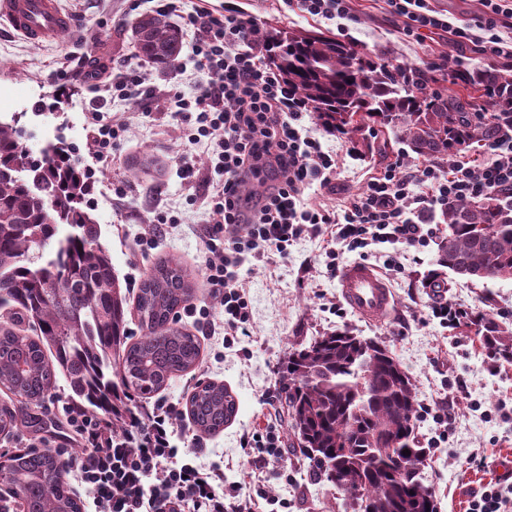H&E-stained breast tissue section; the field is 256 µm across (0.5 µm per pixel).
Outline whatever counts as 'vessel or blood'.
Segmentation results:
<instances>
[{
    "mask_svg": "<svg viewBox=\"0 0 512 512\" xmlns=\"http://www.w3.org/2000/svg\"><path fill=\"white\" fill-rule=\"evenodd\" d=\"M1 17L36 44L55 38L70 25L56 0H0ZM336 280L345 303L361 317L377 319L389 312L391 290L374 267L359 262L345 265Z\"/></svg>",
    "mask_w": 512,
    "mask_h": 512,
    "instance_id": "obj_1",
    "label": "vessel or blood"
}]
</instances>
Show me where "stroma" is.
<instances>
[{"label":"stroma","instance_id":"obj_1","mask_svg":"<svg viewBox=\"0 0 512 512\" xmlns=\"http://www.w3.org/2000/svg\"><path fill=\"white\" fill-rule=\"evenodd\" d=\"M58 3L69 16L70 27L63 35L39 45L0 19V118L19 116L26 131L23 143L31 155H39L45 143L59 134L78 148L83 164L96 177L94 215L121 286L137 290L146 271L170 258L192 282L190 305L180 308L177 323L199 337L200 361L195 369L172 379L158 398L182 404L199 383L221 382L235 396L238 410L223 432L216 435L197 432L189 417L178 418L174 423L179 432L177 446L203 449L207 463H230L224 481H237L235 467L248 459L240 445L243 430L261 431L271 423L280 437L288 435L278 367L289 349L347 329L384 341L411 377L417 406L422 410L419 439L429 446L424 483L435 494L437 512H466L471 493L496 481L501 474L500 462L512 458V413L505 416L492 409L500 400L512 409V368L491 370L471 337L454 334L432 316L427 307L432 292L424 288L423 281L433 268L435 246H428L418 256H405L402 270L393 273L383 268L388 245H371L360 254L341 250L330 235H306L289 246L287 257L275 255L251 262L245 282L253 338L225 348L222 336L211 335L189 315L190 307L201 306L207 299L204 244L199 231L211 217L201 198V182L210 173L209 155L205 148L189 145L185 139L188 119L162 107L147 117L137 116L135 106L113 101L107 70L92 87L83 76L62 80L56 74L60 63L81 52L82 36L90 31L100 36L92 55L105 67L114 60L137 63L127 23L149 11L150 6L147 0ZM203 4L212 10H229L253 18L259 25L276 21L297 32L337 30L336 23L288 11L282 0H184L173 22L185 25L187 13ZM352 5L360 21L351 25L350 35L358 40L360 51L377 52L389 65L422 68L443 52L450 60L471 68L488 64L472 45L453 43L442 31L419 40H403L399 33L401 20L385 10L382 0H353ZM55 95L60 98L56 111L35 112V104ZM97 106L112 118L129 119L123 139L109 157L100 161L93 157L91 128L85 119L87 110ZM304 124L325 149L338 156L330 186L322 189L314 185L306 191L305 198L312 204H340L388 166L398 163L411 171L421 162L401 142L393 143L386 157H361L348 139L324 129L311 111ZM145 152L158 158L162 172L131 177L133 158ZM187 159L195 168L191 179L181 175ZM116 186L126 191L123 201L113 199ZM154 204L177 212L181 222L167 225L154 249L143 258L133 259L132 249L145 231L149 208ZM332 251L337 252L340 264L362 261L381 270L394 298L388 316L368 321L346 305L335 276L327 268ZM444 297L453 307L487 310L498 320L512 323V280L459 279L450 283ZM68 394L65 378H58L55 400L32 410L37 426L0 435V452L19 445L40 448L47 442L72 454L79 452L80 444L68 438V430L56 412L58 402L67 401ZM438 404L446 406L455 419L444 438L432 416L424 412L425 407ZM477 453L487 458L486 467L479 470L467 465ZM264 476L265 497L293 500V512H353L349 501L334 487L311 477L299 449L287 448L281 461L266 467Z\"/></svg>","mask_w":512,"mask_h":512}]
</instances>
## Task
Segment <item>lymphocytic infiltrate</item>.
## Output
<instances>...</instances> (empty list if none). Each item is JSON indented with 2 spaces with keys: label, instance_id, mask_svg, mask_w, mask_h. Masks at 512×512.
<instances>
[{
  "label": "lymphocytic infiltrate",
  "instance_id": "lymphocytic-infiltrate-1",
  "mask_svg": "<svg viewBox=\"0 0 512 512\" xmlns=\"http://www.w3.org/2000/svg\"><path fill=\"white\" fill-rule=\"evenodd\" d=\"M383 2L401 19L406 38H419L424 29L443 31L486 58L512 61V41L500 35L512 30V6L503 0H481L482 12L461 26L434 10L430 0ZM187 24L194 60L187 77L191 91L176 95L173 105L194 116L186 132L189 144L206 146L215 159L217 179L206 196L212 220L201 234L207 250L204 277L224 313L226 343L251 334L248 290L239 275L248 259L287 256L301 236L322 231L350 252L387 243L420 253L436 234L433 214L452 201L497 195L512 203V136L491 145L492 158L483 164L458 154L446 164L423 160L413 171L392 165L340 208L306 202L304 192L312 183L330 185L336 157L304 126L307 103L267 65L253 19L201 7L188 14ZM112 96L146 109L163 94L148 84L141 68L117 62ZM248 178L259 188L245 197L239 186ZM62 412L87 448L75 477L94 512H257V499L225 487L223 467L181 460L170 428L177 404L128 407L126 426L117 434L72 404H64ZM241 445L256 455V467L245 475L254 485L262 481V463L284 454L270 428L244 432Z\"/></svg>",
  "mask_w": 512,
  "mask_h": 512
}]
</instances>
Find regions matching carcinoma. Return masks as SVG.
Returning <instances> with one entry per match:
<instances>
[{
	"label": "carcinoma",
	"mask_w": 512,
	"mask_h": 512,
	"mask_svg": "<svg viewBox=\"0 0 512 512\" xmlns=\"http://www.w3.org/2000/svg\"><path fill=\"white\" fill-rule=\"evenodd\" d=\"M137 56L158 73L174 69L183 32L166 15L130 23ZM269 66L322 124L374 151L390 132L416 155L439 160L512 133V73L499 67L451 70L465 95L409 86L426 75L391 68L323 32L296 34L266 25ZM94 181L59 136L33 157L17 121L0 120V388L18 406L0 412V433L31 424L27 408L54 397L62 374L71 401L124 425L125 399L149 398L200 358L197 336L175 314L191 297L178 264L164 261L142 279L129 305L112 255L87 204ZM448 233L438 243L431 278L512 279V206L496 195L448 204ZM142 335L129 340L128 315ZM449 327L479 343L493 368L512 366V327L482 311H456ZM290 430L312 474L343 494L358 491L368 512H430L423 482L428 455L418 437L417 403L408 373L381 341L342 330L325 334L282 363ZM197 431L218 434L237 412L222 383L199 384L186 399ZM410 454H403L404 450ZM50 449L0 455V493L23 512H80Z\"/></svg>",
	"instance_id": "carcinoma-1"
}]
</instances>
